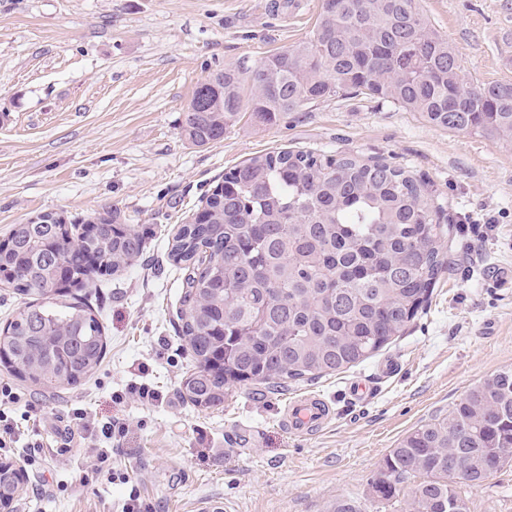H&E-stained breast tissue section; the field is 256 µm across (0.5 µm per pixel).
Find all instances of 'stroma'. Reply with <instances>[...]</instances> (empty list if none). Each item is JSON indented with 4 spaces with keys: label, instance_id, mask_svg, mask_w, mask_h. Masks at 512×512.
<instances>
[{
    "label": "stroma",
    "instance_id": "1",
    "mask_svg": "<svg viewBox=\"0 0 512 512\" xmlns=\"http://www.w3.org/2000/svg\"><path fill=\"white\" fill-rule=\"evenodd\" d=\"M321 0H0V241L42 212L114 209L147 231L139 264L70 294L103 326L106 355L74 388L53 392L0 365L43 418L26 422L54 444L68 411L122 419L127 433L108 471L89 474L85 448L28 464L16 512H124L138 492L154 512H326L363 497L385 456L413 429L448 415L463 394L512 368V141L429 124L365 95L330 97L269 125L243 113L223 139L194 146L183 133L197 85L227 67L253 69L304 41ZM448 38L468 83L512 82V0H418ZM283 149L385 159L423 180L451 224L452 270L406 336L346 372L286 389H235L197 408L180 394L193 360L178 336L182 280L172 234L225 173ZM393 362L390 375L380 367ZM370 378L365 403L347 384ZM154 389L140 399L134 386ZM324 396L322 433L283 429L285 401ZM469 512H512V462L465 489Z\"/></svg>",
    "mask_w": 512,
    "mask_h": 512
}]
</instances>
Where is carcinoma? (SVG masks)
<instances>
[{
    "label": "carcinoma",
    "mask_w": 512,
    "mask_h": 512,
    "mask_svg": "<svg viewBox=\"0 0 512 512\" xmlns=\"http://www.w3.org/2000/svg\"><path fill=\"white\" fill-rule=\"evenodd\" d=\"M365 94L450 131L512 140V83L466 85L458 56L416 0H321L310 37L252 71L212 74L186 107L195 146L224 138L243 111L265 123L316 101ZM79 224H104L93 237ZM445 225L425 183L350 152L281 150L251 157L205 199L202 217L173 236L183 271L176 311L194 366L181 393L191 405L224 402L235 384L284 387L341 373L406 332L428 303L445 260ZM0 252L8 282L41 302L18 312L4 345L46 389L75 386L104 357L102 326L82 304L55 302L56 278L88 280L93 253L112 272L136 265L144 234L110 210L55 213L10 231ZM512 460V368L469 389L446 417L407 434L369 479L373 497L409 496L410 512H468L460 485L479 487ZM21 481L0 462V498ZM327 512H368L340 498Z\"/></svg>",
    "instance_id": "cac0c4a2"
}]
</instances>
